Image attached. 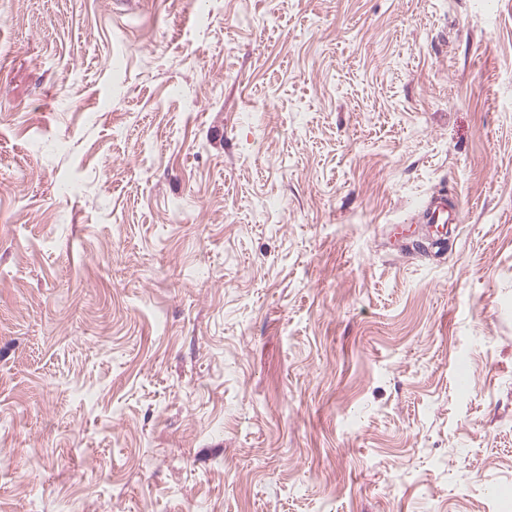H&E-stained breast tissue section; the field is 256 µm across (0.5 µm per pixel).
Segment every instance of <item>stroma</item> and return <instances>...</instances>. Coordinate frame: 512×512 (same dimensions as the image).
I'll list each match as a JSON object with an SVG mask.
<instances>
[{
    "instance_id": "stroma-1",
    "label": "stroma",
    "mask_w": 512,
    "mask_h": 512,
    "mask_svg": "<svg viewBox=\"0 0 512 512\" xmlns=\"http://www.w3.org/2000/svg\"><path fill=\"white\" fill-rule=\"evenodd\" d=\"M0 456V512H512V0H0ZM423 219L429 225V236L432 243L437 244L441 251L448 243V234L454 231L452 224L460 223V212L449 210L447 198L434 197L426 203ZM448 224V225H447Z\"/></svg>"
}]
</instances>
